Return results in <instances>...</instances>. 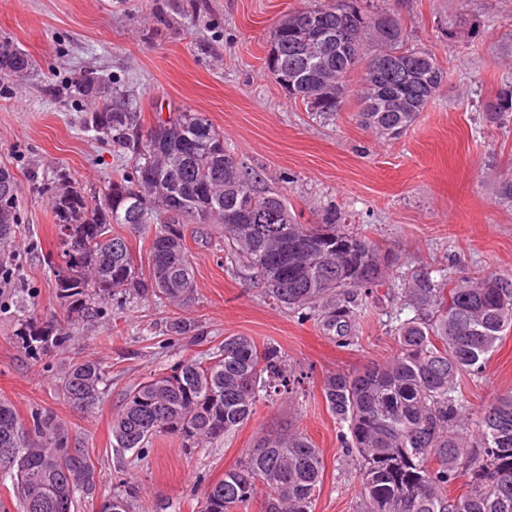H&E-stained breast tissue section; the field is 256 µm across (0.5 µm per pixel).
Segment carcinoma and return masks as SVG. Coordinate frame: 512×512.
<instances>
[{"mask_svg": "<svg viewBox=\"0 0 512 512\" xmlns=\"http://www.w3.org/2000/svg\"><path fill=\"white\" fill-rule=\"evenodd\" d=\"M364 0H327L288 13L271 32L268 69L288 97L319 116L341 109L342 93L360 73L361 122L384 139L400 137L436 96L446 78L434 55L395 37H374L370 23L388 15ZM331 41L320 69H302L300 38L308 13ZM376 49L366 53V45ZM398 53L402 77L389 81L364 61ZM32 58L0 43V76L23 78ZM70 96L88 101L83 127L120 149L127 163L101 193L72 185L55 173L52 206L59 235L57 258L48 259L55 296L73 319H101L105 302L131 290L186 307L194 284L184 225L220 224L224 262L252 273L278 306L313 309L331 326L355 320L357 291L386 285L393 258L368 237L349 230L329 212L320 224H301L278 192L253 188V173L224 149V136L198 112H153L122 97L98 71L70 81ZM17 177L0 165V251L19 225ZM247 194L251 209L239 208ZM274 213L273 222L256 216ZM154 225L148 248L149 277L139 275L120 229ZM400 301L411 316L395 326L398 350L386 362L325 377L322 394L340 425V445L355 465L359 512H512V395L485 406L469 428L460 381L480 377L492 353L512 330V279L478 273L456 281L429 272L411 275ZM14 336L30 355L62 350L69 335L57 320L25 314L16 296ZM304 375L288 369L281 352L248 336H226L200 358L181 360L130 388L112 420L114 446L138 451L161 435H174L192 450L216 443L254 415L261 400L291 395ZM108 386L94 360L68 363L61 382L64 401L89 410ZM0 476L10 478L20 512H75L94 497L100 472L65 422L50 409L32 413L25 427L0 398ZM324 478L318 448L301 433L264 434L224 478L210 484L201 512H234L262 494V512H314ZM464 479L465 491L448 488Z\"/></svg>", "mask_w": 512, "mask_h": 512, "instance_id": "carcinoma-1", "label": "carcinoma"}]
</instances>
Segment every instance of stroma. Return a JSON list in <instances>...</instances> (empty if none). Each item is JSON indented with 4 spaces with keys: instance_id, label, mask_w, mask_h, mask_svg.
I'll return each mask as SVG.
<instances>
[{
    "instance_id": "obj_1",
    "label": "stroma",
    "mask_w": 512,
    "mask_h": 512,
    "mask_svg": "<svg viewBox=\"0 0 512 512\" xmlns=\"http://www.w3.org/2000/svg\"><path fill=\"white\" fill-rule=\"evenodd\" d=\"M310 0H0V42L36 62L28 76L0 90V164L18 179L21 227L8 251L27 308L44 320L64 317L43 256L58 252L48 199L56 167L98 189L121 164L110 142L80 125L88 103L70 97L72 77L106 74L116 90L141 103L186 109L210 119L224 146L257 174L263 190L282 193L301 223L341 213L351 231L393 255L398 273L429 271L457 279L491 271L512 279V124L485 119V105L512 80V0H374L393 14L410 44L435 55L446 71L440 92L399 138L377 136L359 121L357 83L336 118L312 116L290 100L266 63L271 31ZM194 300L178 309L154 299L112 303L111 321L81 323L62 352L32 356L13 336L9 293L0 294V398L23 423L47 408L66 423L99 473L94 498L77 512H99L125 485L140 489L132 512H200L206 487L224 475L262 432L292 426L320 449L325 476L314 512H357V481L339 442V426L322 395L324 378L383 363L397 350L394 327L405 319L395 297L367 299L347 332L323 318L274 305L249 278L224 265L220 230L185 227ZM182 316L205 339L173 336ZM251 337L280 350L306 379L296 396L262 401L255 415L217 444L192 451L161 436L126 452L112 444V419L130 387L177 361L201 357L224 337ZM98 360L109 371L102 400L77 411L60 399L66 362ZM470 420L512 392V332L479 380H464Z\"/></svg>"
}]
</instances>
